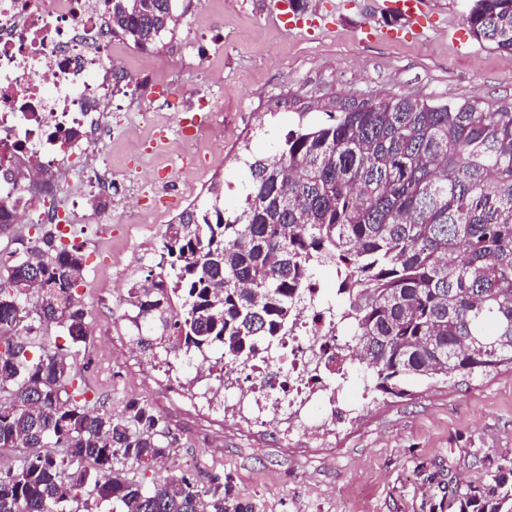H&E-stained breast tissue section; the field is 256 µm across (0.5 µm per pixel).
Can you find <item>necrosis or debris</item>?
<instances>
[{"mask_svg":"<svg viewBox=\"0 0 512 512\" xmlns=\"http://www.w3.org/2000/svg\"><path fill=\"white\" fill-rule=\"evenodd\" d=\"M111 0H0V200L16 224H51L61 235L91 223L80 191L111 195L117 183L99 157L115 129ZM224 116L183 120L182 173L200 155L224 153ZM304 294L295 323L270 347L232 368L206 402L283 436L326 435L363 406L368 379L336 318L335 265Z\"/></svg>","mask_w":512,"mask_h":512,"instance_id":"obj_1","label":"necrosis or debris"}]
</instances>
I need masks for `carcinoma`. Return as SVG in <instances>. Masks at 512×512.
<instances>
[{
    "mask_svg": "<svg viewBox=\"0 0 512 512\" xmlns=\"http://www.w3.org/2000/svg\"><path fill=\"white\" fill-rule=\"evenodd\" d=\"M177 0H111L112 33L146 50ZM466 26L512 55V0H469ZM251 190L227 211L218 187L167 226L160 260L128 288L129 331L157 359L222 368L282 336L297 291L333 263L353 358L375 391L423 380L484 379L512 366V108L479 99L348 100L288 132L280 156L244 159ZM18 240L0 266V512H250L224 475L146 483L176 447L162 417L131 399L118 413L77 366L88 311L76 297L81 249L53 230ZM56 332L62 344L49 342ZM458 485L448 512H512V461Z\"/></svg>",
    "mask_w": 512,
    "mask_h": 512,
    "instance_id": "obj_1",
    "label": "carcinoma"
}]
</instances>
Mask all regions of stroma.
Instances as JSON below:
<instances>
[{
  "instance_id": "obj_1",
  "label": "stroma",
  "mask_w": 512,
  "mask_h": 512,
  "mask_svg": "<svg viewBox=\"0 0 512 512\" xmlns=\"http://www.w3.org/2000/svg\"><path fill=\"white\" fill-rule=\"evenodd\" d=\"M466 0H424L427 21H388L378 0H178L176 24L145 51L118 41L142 88L113 99L116 112L147 113L115 134L102 158L116 173L139 166L155 184L180 163L175 125L191 112L224 115V155L190 173L189 190L165 203L118 188L101 209L112 234L80 224L73 237L86 256L76 294L101 332L86 357L88 378L120 411L149 402L177 438L165 473L189 472L201 485L223 473L231 498L252 512H448V487L486 479L484 459L512 460V370L462 384L432 381L403 398L365 400L361 415L335 436L283 438L214 411L197 397L195 372L167 367L131 341L126 302L149 253L178 213L212 183L233 210L250 189L246 154L273 157L289 130L323 122L335 101L383 94L455 102L479 97L512 106V56L479 43L464 22ZM169 150L150 151L157 132ZM141 222L130 225L126 203Z\"/></svg>"
}]
</instances>
